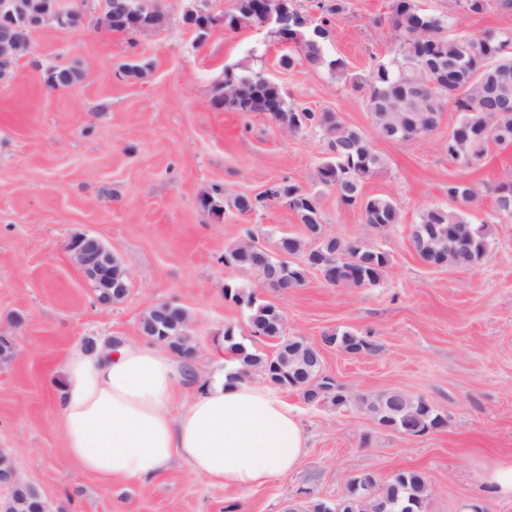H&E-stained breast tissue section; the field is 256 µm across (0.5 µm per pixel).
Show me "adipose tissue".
Masks as SVG:
<instances>
[{"mask_svg":"<svg viewBox=\"0 0 512 512\" xmlns=\"http://www.w3.org/2000/svg\"><path fill=\"white\" fill-rule=\"evenodd\" d=\"M239 367L216 353L208 382L175 412L189 360L159 343L74 345L57 397L68 458L104 482L148 481L175 459L227 488L295 470L305 448L298 417L276 389L235 378Z\"/></svg>","mask_w":512,"mask_h":512,"instance_id":"ef3b65f1","label":"adipose tissue"}]
</instances>
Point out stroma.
Returning a JSON list of instances; mask_svg holds the SVG:
<instances>
[{
  "mask_svg": "<svg viewBox=\"0 0 512 512\" xmlns=\"http://www.w3.org/2000/svg\"><path fill=\"white\" fill-rule=\"evenodd\" d=\"M391 0H349L334 20L327 58H344L349 78L328 67H289L287 49L263 28L230 32L224 12L233 0H158L165 21L139 34L97 23L103 0H72L82 23L62 31L48 22L32 32L26 54L0 76V335L14 347L0 358V453L32 485L50 512H311L336 501L350 480L373 472H421L429 486L426 512H512V495L493 491V467L512 463V217L493 212L494 188L512 180V144H490L467 166L446 150L456 120L445 108L437 129L415 140L380 139L351 76L397 55L400 34L389 20ZM450 16L448 35L512 31V12L464 16L455 0H418ZM203 8L215 22L198 35L185 16ZM125 63L148 64L145 78L124 76ZM241 66L281 86L288 102L336 113L360 128L384 161L365 182L366 195L393 199L401 222L376 234L359 210L341 206L321 185L327 156L322 132L281 130L266 114L215 106L224 71ZM51 67L77 70L71 87L46 83ZM289 181L319 195L327 234L361 237L391 256L379 286L326 284L309 273L285 293L225 264L224 254L252 229L268 249L301 226L282 202L242 215L232 206L215 217L202 195L223 188L225 199L255 195ZM475 188L474 223L491 221L484 261L470 268L433 269L418 260L410 232L420 212L448 205V184ZM87 234L112 249L130 275L120 303L103 305L75 265L69 241ZM254 290L284 315V332L319 346L322 373L354 394L398 390L427 399L447 417L444 429L411 436L376 424L357 405L307 404L281 390L305 435L298 468L251 489L224 488L175 461L157 477L105 485L68 459L55 396L60 367L76 342L111 345L138 340L150 307L170 302L191 317L195 385L210 377L211 352L225 330L270 354L255 339L245 307L225 298V284ZM371 334L377 352L348 356L324 346V335Z\"/></svg>",
  "mask_w": 512,
  "mask_h": 512,
  "instance_id": "1",
  "label": "stroma"
}]
</instances>
